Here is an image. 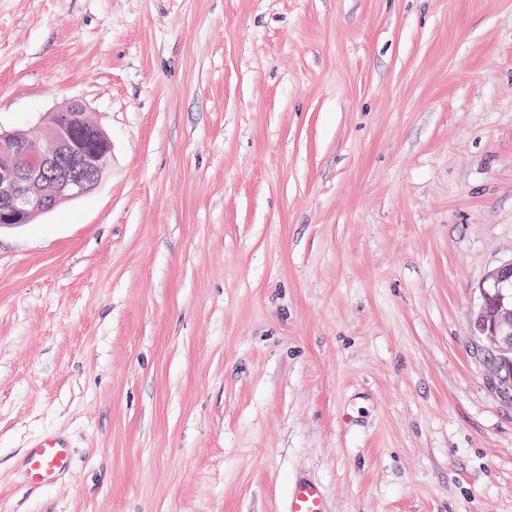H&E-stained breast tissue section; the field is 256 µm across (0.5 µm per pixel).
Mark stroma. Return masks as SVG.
I'll use <instances>...</instances> for the list:
<instances>
[{"mask_svg": "<svg viewBox=\"0 0 512 512\" xmlns=\"http://www.w3.org/2000/svg\"><path fill=\"white\" fill-rule=\"evenodd\" d=\"M73 99L101 182L0 229V512H512V0H0V128ZM478 288L472 338L480 344L482 362L500 395L512 401V382L501 374L512 352V259L489 269ZM68 465L69 448L56 436L38 439L24 460L25 473L39 486L53 482L66 471ZM284 512H327L321 487L303 476L296 477Z\"/></svg>", "mask_w": 512, "mask_h": 512, "instance_id": "35a3bbf8", "label": "stroma"}]
</instances>
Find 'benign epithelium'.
Returning a JSON list of instances; mask_svg holds the SVG:
<instances>
[{
  "label": "benign epithelium",
  "instance_id": "1",
  "mask_svg": "<svg viewBox=\"0 0 512 512\" xmlns=\"http://www.w3.org/2000/svg\"><path fill=\"white\" fill-rule=\"evenodd\" d=\"M88 108L74 99L46 113L30 135L0 130V223H28L62 204L92 192L112 154V141L100 125V147L81 149L73 132L84 126ZM472 338L500 395L512 401V382L502 375L512 352V259L487 271L472 313Z\"/></svg>",
  "mask_w": 512,
  "mask_h": 512
}]
</instances>
